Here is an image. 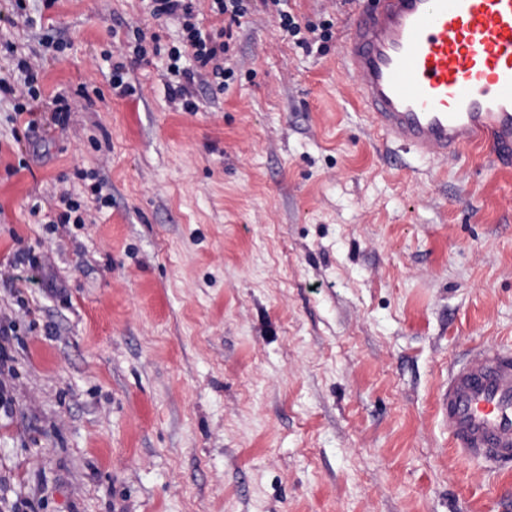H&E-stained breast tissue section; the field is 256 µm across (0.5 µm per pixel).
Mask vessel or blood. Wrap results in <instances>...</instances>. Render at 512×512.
<instances>
[{
    "instance_id": "obj_1",
    "label": "vessel or blood",
    "mask_w": 512,
    "mask_h": 512,
    "mask_svg": "<svg viewBox=\"0 0 512 512\" xmlns=\"http://www.w3.org/2000/svg\"><path fill=\"white\" fill-rule=\"evenodd\" d=\"M343 64L372 124L420 156L512 157V0H379L355 13ZM458 457L512 462V353L483 349L439 397Z\"/></svg>"
}]
</instances>
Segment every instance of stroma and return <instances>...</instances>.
I'll list each match as a JSON object with an SVG mask.
<instances>
[{
    "instance_id": "35a3bbf8",
    "label": "stroma",
    "mask_w": 512,
    "mask_h": 512,
    "mask_svg": "<svg viewBox=\"0 0 512 512\" xmlns=\"http://www.w3.org/2000/svg\"><path fill=\"white\" fill-rule=\"evenodd\" d=\"M375 2L288 7L339 33ZM148 4L0 0V74L30 56L72 105L29 130L0 97V512H512V464L437 412L453 362L512 350V165L383 139L338 42L260 2L197 111L160 55L113 96L136 30L178 37ZM268 7H272L278 17L280 28L289 36L295 40V44L304 49L308 50L312 47L313 43L319 39L323 43H327L333 38V27L334 23L332 20H324L318 26L307 27L305 31L302 30L299 22L296 20L293 14L282 9L280 6L283 0H263ZM320 30L318 36L312 38L309 34H316V31Z\"/></svg>"
}]
</instances>
